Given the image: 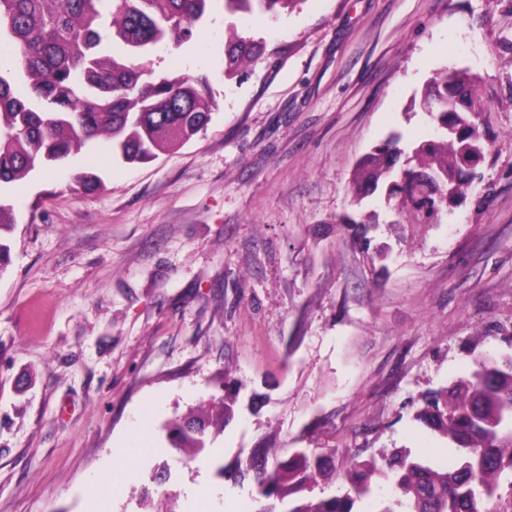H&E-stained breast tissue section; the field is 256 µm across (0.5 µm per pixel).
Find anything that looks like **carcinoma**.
Here are the masks:
<instances>
[{
    "label": "carcinoma",
    "mask_w": 512,
    "mask_h": 512,
    "mask_svg": "<svg viewBox=\"0 0 512 512\" xmlns=\"http://www.w3.org/2000/svg\"><path fill=\"white\" fill-rule=\"evenodd\" d=\"M212 2L0 0V48L14 56L13 67L0 66V185L61 165L101 136L123 162L136 164L203 130L215 107L206 78L156 75L150 55L193 40ZM223 2L228 15L258 10L275 17L300 0ZM109 38L122 52L106 53ZM263 52L259 40L226 38L224 78L244 77ZM16 68L26 81L23 94ZM472 87L471 75L455 68L426 85L419 108L435 124V139L405 144L395 133L376 147L356 169V204L376 194L418 223H435L463 203V187L474 181L463 147L488 146L475 117L451 96ZM420 403L415 420L446 440L444 463L385 448L352 463L339 493L312 499L302 492L328 474L327 455L299 451L270 473L268 451L260 448L236 463L233 485L250 475L259 496L287 501L282 511L260 512H512V353L472 356L462 376L421 394ZM378 476L390 482L387 499H378Z\"/></svg>",
    "instance_id": "obj_1"
}]
</instances>
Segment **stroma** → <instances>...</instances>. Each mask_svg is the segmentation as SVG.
I'll return each mask as SVG.
<instances>
[{"label":"stroma","mask_w":512,"mask_h":512,"mask_svg":"<svg viewBox=\"0 0 512 512\" xmlns=\"http://www.w3.org/2000/svg\"><path fill=\"white\" fill-rule=\"evenodd\" d=\"M234 32L265 44L241 83L224 77ZM153 58L207 76L204 130L135 165L100 139L0 190V512H93L89 478L140 420L152 449L108 512H241L253 480L218 469L254 448L332 452L315 499L351 456L443 455L417 399L471 352L512 348V0H300L246 19L216 0ZM447 66L474 77L483 179L442 223L406 215L362 242L339 225L356 167L392 133L433 139L409 104ZM193 422L204 449L169 434Z\"/></svg>","instance_id":"1"}]
</instances>
